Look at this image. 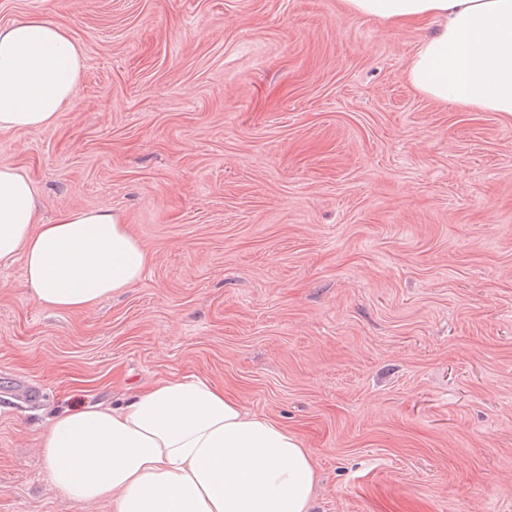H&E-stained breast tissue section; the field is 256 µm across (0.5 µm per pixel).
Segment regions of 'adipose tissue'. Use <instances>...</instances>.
<instances>
[{"instance_id": "obj_1", "label": "adipose tissue", "mask_w": 512, "mask_h": 512, "mask_svg": "<svg viewBox=\"0 0 512 512\" xmlns=\"http://www.w3.org/2000/svg\"><path fill=\"white\" fill-rule=\"evenodd\" d=\"M394 26L436 22L408 82L446 104L512 114V0H345ZM81 53L67 31L31 17L0 26V129H44L77 91ZM30 178L0 163V267L23 258L35 298L77 311L138 281L149 253L111 209L38 222ZM68 500L113 512H310L313 461L297 436L246 412L208 380H163L117 407L57 416L41 443Z\"/></svg>"}]
</instances>
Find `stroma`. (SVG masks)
I'll return each mask as SVG.
<instances>
[{"mask_svg": "<svg viewBox=\"0 0 512 512\" xmlns=\"http://www.w3.org/2000/svg\"><path fill=\"white\" fill-rule=\"evenodd\" d=\"M35 16L82 74L0 162L150 262L82 311L0 268V512H112L49 482V419L189 375L297 434L313 512H512V114L414 90L425 30L344 0H0Z\"/></svg>", "mask_w": 512, "mask_h": 512, "instance_id": "35a3bbf8", "label": "stroma"}]
</instances>
